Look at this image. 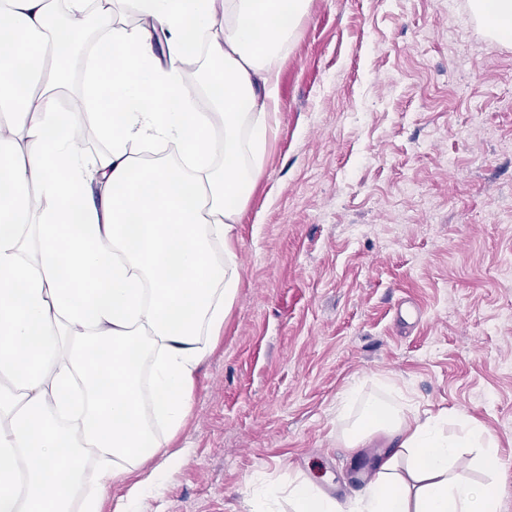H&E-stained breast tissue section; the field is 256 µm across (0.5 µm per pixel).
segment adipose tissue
Wrapping results in <instances>:
<instances>
[{
  "label": "adipose tissue",
  "instance_id": "1",
  "mask_svg": "<svg viewBox=\"0 0 512 512\" xmlns=\"http://www.w3.org/2000/svg\"><path fill=\"white\" fill-rule=\"evenodd\" d=\"M132 2L141 24L119 21L112 0H65L58 27L56 0H0V512H100L140 468L114 512L159 490L144 465L190 415L241 284L238 210L263 174L279 62L307 0ZM89 15L102 62L65 112L56 88ZM192 41L211 67L205 112L184 77ZM79 116L109 144L89 165L71 134ZM146 140L176 142L179 164L137 160ZM376 437L389 450L357 512H498L494 484L454 470L462 448L499 468L496 438L466 416L373 400L350 441ZM252 497L255 512H342L307 481L258 482Z\"/></svg>",
  "mask_w": 512,
  "mask_h": 512
}]
</instances>
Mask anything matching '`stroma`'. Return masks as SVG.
<instances>
[{"label": "stroma", "instance_id": "obj_1", "mask_svg": "<svg viewBox=\"0 0 512 512\" xmlns=\"http://www.w3.org/2000/svg\"><path fill=\"white\" fill-rule=\"evenodd\" d=\"M277 94L242 287L147 466L186 457L139 512H253L258 478L353 500L375 395L482 423L501 466L465 475L512 512V43L470 0H308Z\"/></svg>", "mask_w": 512, "mask_h": 512}]
</instances>
